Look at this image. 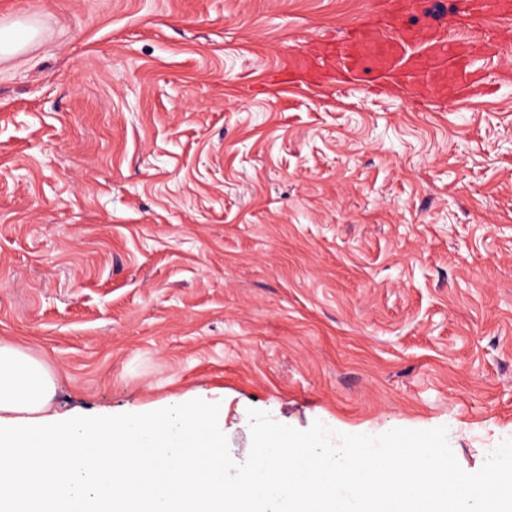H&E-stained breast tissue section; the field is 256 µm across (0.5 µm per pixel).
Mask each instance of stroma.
<instances>
[{"mask_svg": "<svg viewBox=\"0 0 512 512\" xmlns=\"http://www.w3.org/2000/svg\"><path fill=\"white\" fill-rule=\"evenodd\" d=\"M379 0H0V344L53 417L512 438V81L269 76Z\"/></svg>", "mask_w": 512, "mask_h": 512, "instance_id": "1", "label": "stroma"}]
</instances>
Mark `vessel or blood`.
<instances>
[{
	"instance_id": "vessel-or-blood-1",
	"label": "vessel or blood",
	"mask_w": 512,
	"mask_h": 512,
	"mask_svg": "<svg viewBox=\"0 0 512 512\" xmlns=\"http://www.w3.org/2000/svg\"><path fill=\"white\" fill-rule=\"evenodd\" d=\"M464 32L449 38L434 8L417 0H385L379 16L368 17L336 40H322L324 65L358 74L367 82L398 78L423 101L429 91L481 92L478 64L503 43L502 26L512 21V0H464Z\"/></svg>"
}]
</instances>
